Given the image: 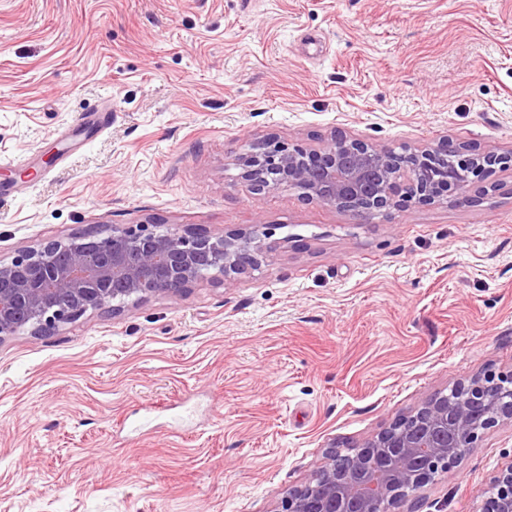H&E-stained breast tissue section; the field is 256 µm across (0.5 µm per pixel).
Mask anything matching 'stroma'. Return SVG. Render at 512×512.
Returning a JSON list of instances; mask_svg holds the SVG:
<instances>
[{"mask_svg":"<svg viewBox=\"0 0 512 512\" xmlns=\"http://www.w3.org/2000/svg\"><path fill=\"white\" fill-rule=\"evenodd\" d=\"M337 133L511 152L512 0H0V261L150 222L270 247L1 340L0 512H276L328 449L512 373V162L359 215L240 176L249 143ZM510 466L500 423L420 512H482Z\"/></svg>","mask_w":512,"mask_h":512,"instance_id":"35a3bbf8","label":"stroma"}]
</instances>
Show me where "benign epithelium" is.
Here are the masks:
<instances>
[{
	"instance_id": "7a95c632",
	"label": "benign epithelium",
	"mask_w": 512,
	"mask_h": 512,
	"mask_svg": "<svg viewBox=\"0 0 512 512\" xmlns=\"http://www.w3.org/2000/svg\"><path fill=\"white\" fill-rule=\"evenodd\" d=\"M456 167L473 178L511 156L454 150ZM399 154L337 134L318 150L257 142L238 158L257 196L284 186L310 201L356 214L407 203L430 204L466 193L470 179L432 173L448 147ZM262 225L215 237L195 227L114 226L50 241L0 262V341L24 330L45 335L88 312L177 293L208 277L232 281L268 252ZM512 423V374L474 377L425 400L367 439L344 464L332 448L326 462L292 489L277 512H401L432 475L457 464L482 431ZM484 512H512V466L497 480Z\"/></svg>"
}]
</instances>
